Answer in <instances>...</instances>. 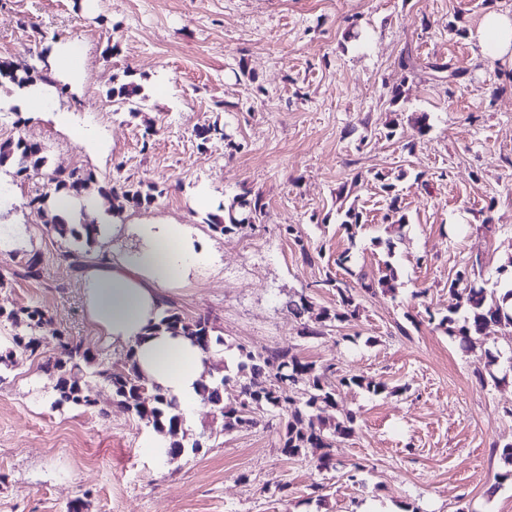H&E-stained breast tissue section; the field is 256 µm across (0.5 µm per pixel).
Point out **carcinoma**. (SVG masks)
I'll return each mask as SVG.
<instances>
[{
  "label": "carcinoma",
  "mask_w": 512,
  "mask_h": 512,
  "mask_svg": "<svg viewBox=\"0 0 512 512\" xmlns=\"http://www.w3.org/2000/svg\"><path fill=\"white\" fill-rule=\"evenodd\" d=\"M35 70L29 67L18 68L9 63H0V78L23 87L35 82ZM106 96L117 104H140L146 101L143 87L133 81H120L106 91ZM47 162L46 147L39 141L19 135L0 142V166L10 164L15 167V182L24 183L32 175L44 173L43 191L30 199L28 205L38 206L45 215V223L50 231L60 238L83 239L90 245L100 234V226L95 221H82L68 224L57 214L56 204L65 197L72 203L88 197L91 184L97 182L96 175L82 167L68 172L53 170L43 172ZM374 179L385 194L388 213L386 218L393 226L408 223L407 215L401 207L397 185L386 176L377 174ZM155 187L142 188L133 183H118L99 187L102 194H111L123 200V204L112 207L113 214L119 215L128 204L135 208L148 207L155 199ZM266 215V203L263 196L246 190L237 195L224 207V215L210 216L209 228L221 235L237 234L261 222ZM363 224L362 213L348 207L342 216L341 226L350 236ZM41 256L37 253L24 256L15 275L37 280L41 277ZM466 271L459 270L448 285V314L442 316L436 328L444 330L450 336H456L465 347L471 349L485 329L491 324L512 326V288L498 292L483 287L467 285ZM325 284L336 290L339 308L334 311L320 310L311 321L304 323V337L321 338L325 329L333 322H344L356 316L358 306L355 294L338 279H327ZM465 310L463 318L456 315ZM288 312L296 319H302L312 312V303L304 296L288 300ZM6 318L15 326H25L33 333L45 322V311L39 307H20L8 313L0 312V318ZM158 331L183 334L199 344L205 352L224 343L223 338L213 336L210 318L198 316L188 319L172 308L164 310L160 321L155 325ZM36 339L20 334L12 337L11 345L0 349V364L13 359L16 354L34 352ZM61 356L42 366V370L55 380L52 406L64 405L85 409H98L101 417L108 412L97 408L92 389L82 385L74 377V371L82 367L93 368V374L112 385L113 401L134 413L140 420L155 430L169 436L164 457L175 460L191 451L197 453L203 448L201 440L185 444L181 435L183 419L177 411L175 399L153 386L146 392L140 391V374L132 363L121 371L104 366L98 355L80 345L61 343ZM308 379V387L299 390L303 379ZM358 387L374 395L384 393L387 386L382 381L366 379L358 375L340 374L336 367L319 366L313 361L291 353L288 350L273 348L263 352L239 349L237 372L234 376L223 375L214 384L201 383L202 401L210 405L224 419V431L249 429L258 424L257 414L263 410H276L283 416L280 428L281 453L295 458L311 449L319 450L317 468L321 471L337 469L333 448L355 434L356 416L347 413L343 417H330L314 421V413L328 408H336L337 386Z\"/></svg>",
  "instance_id": "cac0c4a2"
}]
</instances>
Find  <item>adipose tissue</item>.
<instances>
[{"mask_svg": "<svg viewBox=\"0 0 512 512\" xmlns=\"http://www.w3.org/2000/svg\"><path fill=\"white\" fill-rule=\"evenodd\" d=\"M484 57L512 61V13L485 14L474 33ZM134 249L107 255L81 271L85 309L97 337L124 347L144 377L178 402L186 421L199 404L205 355L189 339L155 331L167 292L212 261L187 227L166 221L126 225Z\"/></svg>", "mask_w": 512, "mask_h": 512, "instance_id": "obj_1", "label": "adipose tissue"}]
</instances>
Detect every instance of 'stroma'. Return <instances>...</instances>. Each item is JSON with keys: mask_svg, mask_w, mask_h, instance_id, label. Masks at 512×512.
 <instances>
[{"mask_svg": "<svg viewBox=\"0 0 512 512\" xmlns=\"http://www.w3.org/2000/svg\"><path fill=\"white\" fill-rule=\"evenodd\" d=\"M491 10L512 12V0H0V63L48 76L53 43L79 40L84 55L81 83L48 85L44 112L21 108L18 88L0 79V141H40L51 170L157 187L153 204L125 207L120 221L166 217L215 251L214 267L171 290L169 303L210 317L224 340L216 373H235L239 348H284L387 385L378 396L338 389L334 414L355 412L357 431L330 472L284 456L276 428L225 431L206 404L184 430L204 439L198 454L147 455L153 428L114 405L87 369L78 378L108 418L52 407L40 365L58 355L60 336L117 370L128 352L96 337L67 240L27 205L42 176L16 186L5 167L0 183L19 207L0 227L23 225L25 243L0 251V310L37 306L48 320L34 354L0 367V512H68L78 500L83 512H512L501 458L512 443V370L499 383L486 377L488 353L512 351V328L489 325L465 351L429 322L446 314L460 266L492 289L512 258V64L483 58L471 36ZM353 23L365 45L347 39ZM436 61L447 71L430 70ZM121 80L143 86L138 112L107 98ZM396 85L404 112L429 114L425 136L403 122L386 139ZM212 124L225 138L198 137ZM76 127L101 135L104 150L80 145ZM378 173L398 180L403 229L385 218ZM245 189L266 203L261 223L212 232L198 193L219 204ZM343 205L364 215L352 238L337 220ZM344 251L347 271L335 264ZM29 253L42 258L36 281L16 275ZM389 265L397 277L385 290L377 281ZM329 278L355 288L359 315L305 338L286 303L302 294L335 308ZM353 462L365 466L356 484L343 472Z\"/></svg>", "mask_w": 512, "mask_h": 512, "instance_id": "stroma-1", "label": "stroma"}]
</instances>
